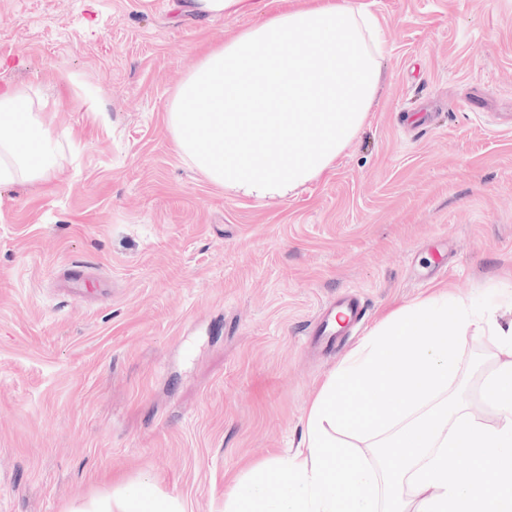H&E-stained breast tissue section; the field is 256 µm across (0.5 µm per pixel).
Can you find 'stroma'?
I'll use <instances>...</instances> for the list:
<instances>
[{"label":"stroma","instance_id":"obj_1","mask_svg":"<svg viewBox=\"0 0 512 512\" xmlns=\"http://www.w3.org/2000/svg\"><path fill=\"white\" fill-rule=\"evenodd\" d=\"M269 2L0 0V82L42 89L63 144L46 179L0 190V512L144 476L224 512L386 315L445 286L512 319V0H352L381 30L368 119L333 170L256 199L186 164L165 117ZM351 292L365 318L322 350L305 329ZM460 354L455 389L495 425L481 390L512 352L488 333ZM242 0H179L177 7L198 16L211 17L234 12Z\"/></svg>","mask_w":512,"mask_h":512}]
</instances>
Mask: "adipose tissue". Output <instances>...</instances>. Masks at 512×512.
Segmentation results:
<instances>
[{
	"label": "adipose tissue",
	"instance_id": "1",
	"mask_svg": "<svg viewBox=\"0 0 512 512\" xmlns=\"http://www.w3.org/2000/svg\"><path fill=\"white\" fill-rule=\"evenodd\" d=\"M377 19L346 0L284 7L208 49L166 113L181 157L212 185L259 198L318 179L362 129L382 75ZM49 113L0 85V188L46 178L61 160ZM77 512H192L151 479Z\"/></svg>",
	"mask_w": 512,
	"mask_h": 512
}]
</instances>
